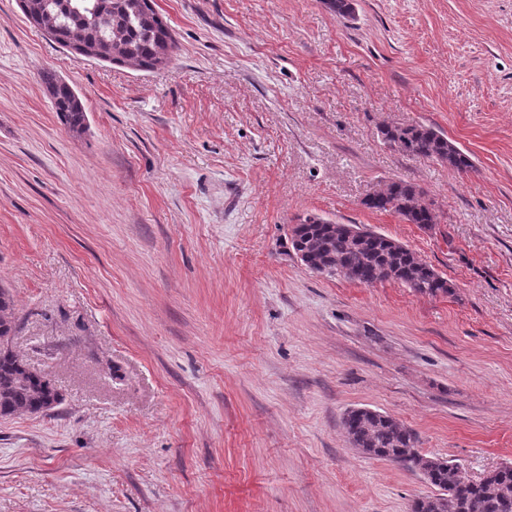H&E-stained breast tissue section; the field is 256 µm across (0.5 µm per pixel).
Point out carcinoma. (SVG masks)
Listing matches in <instances>:
<instances>
[{
  "label": "carcinoma",
  "mask_w": 512,
  "mask_h": 512,
  "mask_svg": "<svg viewBox=\"0 0 512 512\" xmlns=\"http://www.w3.org/2000/svg\"><path fill=\"white\" fill-rule=\"evenodd\" d=\"M28 20L76 58L119 63L136 70L167 64L175 42L153 0H21ZM60 122L73 133L85 131L87 112L73 87L51 71L41 74ZM378 132L385 144L410 156L446 164L460 171L473 169L470 156L429 125L384 124ZM365 207L398 215L408 224L438 223L433 202L417 184L389 181L366 196ZM295 253L311 271L372 286L401 283L428 296L448 294V279L421 262L407 246L360 228L350 234L321 221L304 224ZM18 327L13 296L0 288V340ZM61 403V394L45 374H33L12 348H0V417L42 415ZM348 441L362 453L401 464L422 476L435 493L414 499L410 512H512V465H501L472 480L460 465L427 457L415 448L416 438L397 418L366 408L344 414Z\"/></svg>",
  "instance_id": "cac0c4a2"
}]
</instances>
